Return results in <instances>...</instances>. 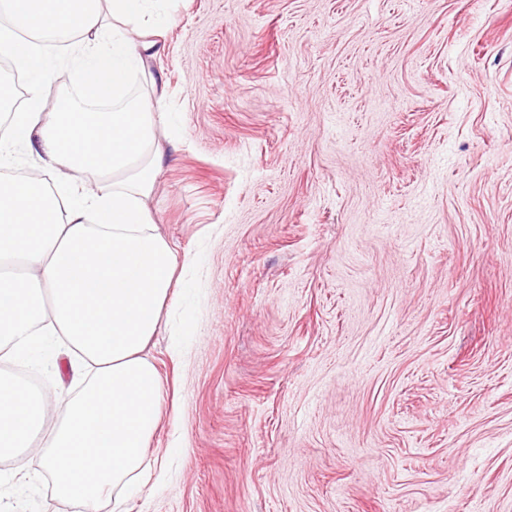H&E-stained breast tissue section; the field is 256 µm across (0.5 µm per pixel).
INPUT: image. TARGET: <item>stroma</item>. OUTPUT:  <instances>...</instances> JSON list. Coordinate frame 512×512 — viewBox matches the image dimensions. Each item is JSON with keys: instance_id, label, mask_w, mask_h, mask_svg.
<instances>
[{"instance_id": "1", "label": "stroma", "mask_w": 512, "mask_h": 512, "mask_svg": "<svg viewBox=\"0 0 512 512\" xmlns=\"http://www.w3.org/2000/svg\"><path fill=\"white\" fill-rule=\"evenodd\" d=\"M162 13L175 406L123 512H512V0ZM5 373L71 387L52 343ZM42 454L0 457V512H80Z\"/></svg>"}]
</instances>
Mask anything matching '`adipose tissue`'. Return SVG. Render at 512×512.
Instances as JSON below:
<instances>
[{
	"mask_svg": "<svg viewBox=\"0 0 512 512\" xmlns=\"http://www.w3.org/2000/svg\"><path fill=\"white\" fill-rule=\"evenodd\" d=\"M160 0H5L0 46L25 77L26 106L0 138V168L23 143L40 180L0 181V258L25 274L0 277V363L47 338L69 358L80 391L40 394L0 377V449L36 445L47 414L60 424L41 462L58 493L89 506L129 489L145 465L166 398L147 349L178 281L177 252L148 206L165 156L167 124L156 76L137 100L132 71L166 44L151 22ZM72 42L83 85L51 101L42 44ZM111 111H96L104 92Z\"/></svg>",
	"mask_w": 512,
	"mask_h": 512,
	"instance_id": "ef3b65f1",
	"label": "adipose tissue"
}]
</instances>
